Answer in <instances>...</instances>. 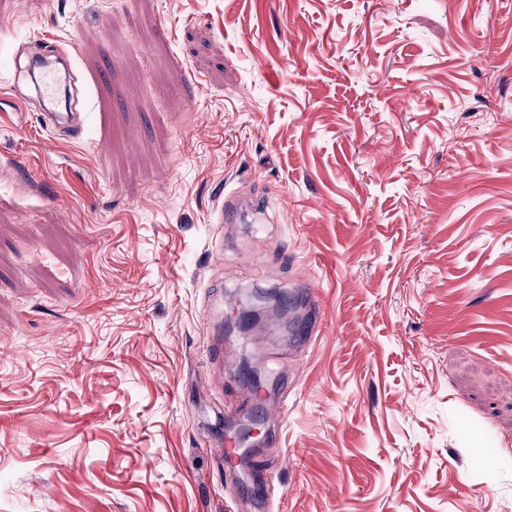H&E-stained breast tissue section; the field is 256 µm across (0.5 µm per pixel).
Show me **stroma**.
I'll return each instance as SVG.
<instances>
[{"label":"stroma","mask_w":512,"mask_h":512,"mask_svg":"<svg viewBox=\"0 0 512 512\" xmlns=\"http://www.w3.org/2000/svg\"><path fill=\"white\" fill-rule=\"evenodd\" d=\"M69 43L76 137L14 62ZM257 349L260 496L211 454ZM504 455L512 0H0V512H512Z\"/></svg>","instance_id":"1"}]
</instances>
